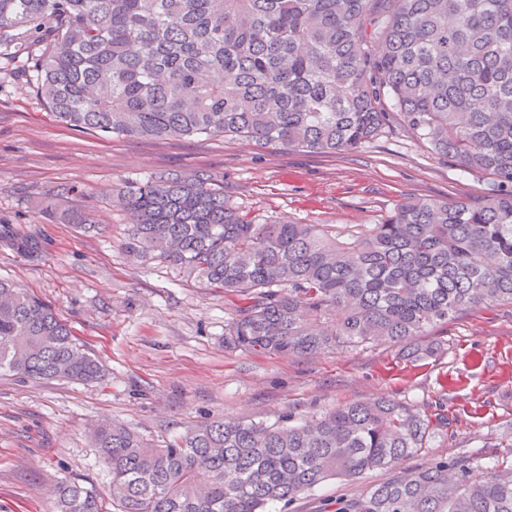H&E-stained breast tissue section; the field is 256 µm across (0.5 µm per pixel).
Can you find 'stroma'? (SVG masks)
Instances as JSON below:
<instances>
[{
    "label": "stroma",
    "instance_id": "35a3bbf8",
    "mask_svg": "<svg viewBox=\"0 0 512 512\" xmlns=\"http://www.w3.org/2000/svg\"><path fill=\"white\" fill-rule=\"evenodd\" d=\"M208 172L259 222L377 224L410 198L478 202L490 176L435 153L398 112L380 136L341 154H315L221 137L134 138L80 131L57 120L32 83L0 68V277L49 302L102 363L93 383L0 376V512H48L53 484L106 491L112 479L94 425L117 420L162 443L210 419L307 420L353 401L391 397L428 416L433 434L413 464L512 460V305L462 312L415 339L434 354L387 345L315 356L228 349L236 300L160 260L127 258L132 222L117 190L160 172ZM105 229L84 233L47 219L58 186ZM374 470L333 479L270 512H336L338 501L385 482Z\"/></svg>",
    "mask_w": 512,
    "mask_h": 512
}]
</instances>
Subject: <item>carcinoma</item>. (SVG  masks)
<instances>
[{
    "label": "carcinoma",
    "instance_id": "cac0c4a2",
    "mask_svg": "<svg viewBox=\"0 0 512 512\" xmlns=\"http://www.w3.org/2000/svg\"><path fill=\"white\" fill-rule=\"evenodd\" d=\"M0 59L55 116L124 137L221 136L308 153L380 135L389 100L432 149L496 190L405 200L379 224L259 223L208 173L119 190L121 249L243 300L227 348L312 355L417 336L512 304V0H0ZM69 224L102 230L83 210ZM99 361L33 293L0 279V375L91 382ZM430 420L390 398L273 424L202 421L149 443L95 432L118 512H268L330 479L392 477L336 512H512V463L404 462ZM51 512H109L62 480Z\"/></svg>",
    "mask_w": 512,
    "mask_h": 512
}]
</instances>
